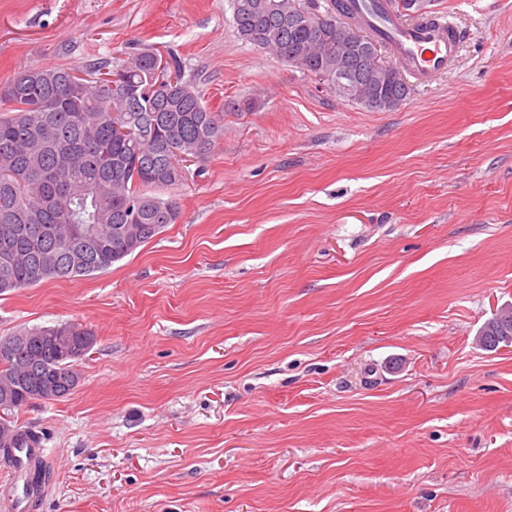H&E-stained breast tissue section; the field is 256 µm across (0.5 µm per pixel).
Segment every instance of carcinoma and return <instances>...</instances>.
Listing matches in <instances>:
<instances>
[{
    "instance_id": "carcinoma-1",
    "label": "carcinoma",
    "mask_w": 512,
    "mask_h": 512,
    "mask_svg": "<svg viewBox=\"0 0 512 512\" xmlns=\"http://www.w3.org/2000/svg\"><path fill=\"white\" fill-rule=\"evenodd\" d=\"M239 37L293 67L314 74L335 64L333 13L346 0H328L326 13L297 0H232ZM153 51L135 52L118 69L107 60L84 66L34 67L0 87V295L46 279L71 280L105 272L174 224L173 198L148 195L182 181L169 164L171 149L206 156L224 137L220 116L203 104L198 85L170 57L168 74H152ZM122 78L112 87L111 76ZM373 90L399 98L410 88L385 77ZM132 129L114 135L113 125ZM138 229L126 243L117 229ZM0 338V449L22 430L17 412L36 402L66 397L80 380V350L90 329L60 324Z\"/></svg>"
}]
</instances>
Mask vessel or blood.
Segmentation results:
<instances>
[{
	"mask_svg": "<svg viewBox=\"0 0 512 512\" xmlns=\"http://www.w3.org/2000/svg\"><path fill=\"white\" fill-rule=\"evenodd\" d=\"M353 8L364 26L389 44L419 82H430L446 72L460 50L459 33L446 18L408 23L388 0H355ZM41 447L40 434L25 438L10 463L14 475L26 473L30 459L39 454Z\"/></svg>",
	"mask_w": 512,
	"mask_h": 512,
	"instance_id": "1",
	"label": "vessel or blood"
}]
</instances>
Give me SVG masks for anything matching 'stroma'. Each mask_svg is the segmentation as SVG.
<instances>
[{
    "mask_svg": "<svg viewBox=\"0 0 512 512\" xmlns=\"http://www.w3.org/2000/svg\"><path fill=\"white\" fill-rule=\"evenodd\" d=\"M464 44L372 111L243 41L230 0H0V84L152 48L224 122L106 272L0 295V336L95 343L18 418L30 512H512V0H425Z\"/></svg>",
    "mask_w": 512,
    "mask_h": 512,
    "instance_id": "stroma-1",
    "label": "stroma"
}]
</instances>
